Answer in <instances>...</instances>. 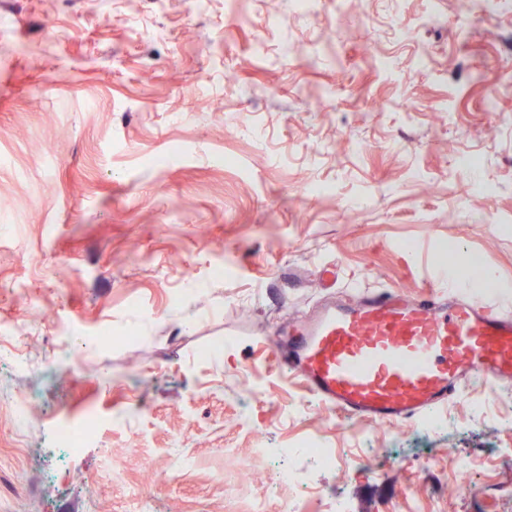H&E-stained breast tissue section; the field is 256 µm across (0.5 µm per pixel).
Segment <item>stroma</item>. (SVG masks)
<instances>
[{
	"label": "stroma",
	"mask_w": 512,
	"mask_h": 512,
	"mask_svg": "<svg viewBox=\"0 0 512 512\" xmlns=\"http://www.w3.org/2000/svg\"><path fill=\"white\" fill-rule=\"evenodd\" d=\"M0 197V512H512V385L373 427L264 341L437 265L512 313V6L0 0ZM307 433L351 465L238 487ZM100 422L96 417L89 418L79 431L69 426L59 425L55 430V440L59 448H71L77 451L97 441Z\"/></svg>",
	"instance_id": "35a3bbf8"
}]
</instances>
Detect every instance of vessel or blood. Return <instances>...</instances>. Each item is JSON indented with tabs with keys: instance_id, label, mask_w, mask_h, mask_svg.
<instances>
[{
	"instance_id": "b4317fda",
	"label": "vessel or blood",
	"mask_w": 512,
	"mask_h": 512,
	"mask_svg": "<svg viewBox=\"0 0 512 512\" xmlns=\"http://www.w3.org/2000/svg\"><path fill=\"white\" fill-rule=\"evenodd\" d=\"M435 267L424 292L369 289L281 328L276 365L320 403L366 423L412 420L447 405L465 383H512V315L448 294Z\"/></svg>"
}]
</instances>
